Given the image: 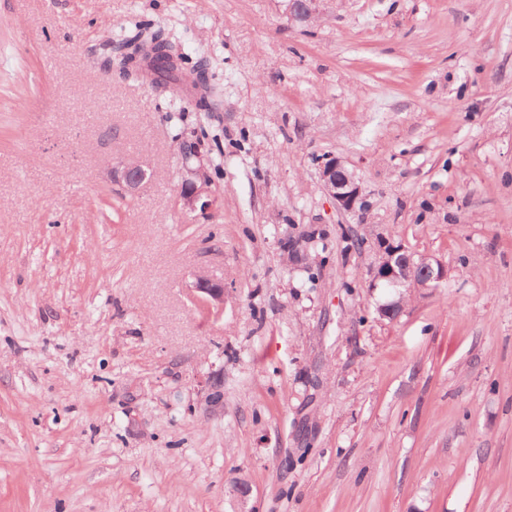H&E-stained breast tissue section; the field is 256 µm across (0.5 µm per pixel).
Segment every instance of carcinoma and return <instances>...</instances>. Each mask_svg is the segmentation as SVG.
I'll list each match as a JSON object with an SVG mask.
<instances>
[{
    "mask_svg": "<svg viewBox=\"0 0 512 512\" xmlns=\"http://www.w3.org/2000/svg\"><path fill=\"white\" fill-rule=\"evenodd\" d=\"M102 64L121 79H139L140 70L144 69L149 84L161 93L173 90L185 73L196 90L194 111L219 110V94L211 83L207 64L201 61L189 64L185 50L160 25L141 21L125 30L120 39L107 43Z\"/></svg>",
    "mask_w": 512,
    "mask_h": 512,
    "instance_id": "obj_1",
    "label": "carcinoma"
}]
</instances>
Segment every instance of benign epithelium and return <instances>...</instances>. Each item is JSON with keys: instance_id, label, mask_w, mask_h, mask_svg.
Segmentation results:
<instances>
[{"instance_id": "obj_1", "label": "benign epithelium", "mask_w": 512, "mask_h": 512, "mask_svg": "<svg viewBox=\"0 0 512 512\" xmlns=\"http://www.w3.org/2000/svg\"><path fill=\"white\" fill-rule=\"evenodd\" d=\"M318 2L320 0H289V15L296 20L309 21L317 14ZM206 162L207 155L199 143L182 156L179 201L186 211L206 214L218 208L219 198L211 189ZM111 176L113 183L133 195L153 177V172L137 162H122L112 166ZM321 180L340 209L351 212L362 203V188L341 160L327 161L321 170ZM377 279L387 280L395 288L429 289L448 279V267L427 257L416 261L404 248L392 247L381 258ZM193 295L207 313L219 315L224 311V284L200 278L194 284Z\"/></svg>"}]
</instances>
